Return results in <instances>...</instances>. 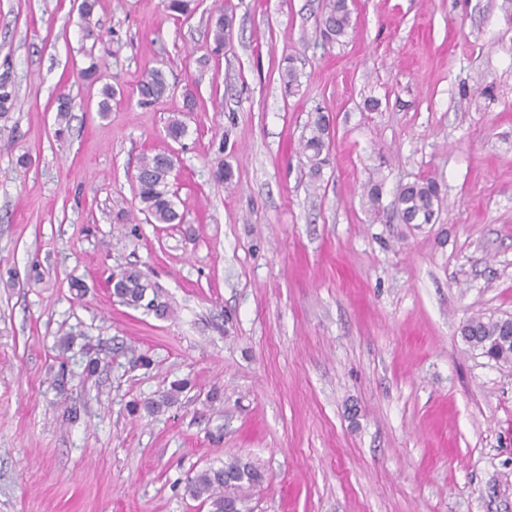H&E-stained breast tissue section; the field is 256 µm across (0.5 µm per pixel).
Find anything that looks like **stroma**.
Returning a JSON list of instances; mask_svg holds the SVG:
<instances>
[{
    "mask_svg": "<svg viewBox=\"0 0 512 512\" xmlns=\"http://www.w3.org/2000/svg\"><path fill=\"white\" fill-rule=\"evenodd\" d=\"M196 2L0 0V512H208L187 479L234 458L263 474L248 512H512V362L459 333L512 317V0H348L333 44L326 0ZM151 68L171 92L142 106ZM163 152L173 224L134 196ZM427 176L434 222L402 223ZM131 267L169 315L113 296ZM352 26V17L347 0H328L319 26L320 37L334 43L344 37ZM310 133L305 137L301 150L306 158L309 178L314 186L320 179L327 165V149L331 136L330 119L318 112L310 122ZM325 152V153H324ZM441 187L428 177L401 184L396 190L397 210L405 224H430L441 203Z\"/></svg>",
    "mask_w": 512,
    "mask_h": 512,
    "instance_id": "1",
    "label": "stroma"
}]
</instances>
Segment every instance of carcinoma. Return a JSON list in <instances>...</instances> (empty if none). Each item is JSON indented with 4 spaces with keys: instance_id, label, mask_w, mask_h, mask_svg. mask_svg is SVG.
<instances>
[{
    "instance_id": "obj_1",
    "label": "carcinoma",
    "mask_w": 512,
    "mask_h": 512,
    "mask_svg": "<svg viewBox=\"0 0 512 512\" xmlns=\"http://www.w3.org/2000/svg\"><path fill=\"white\" fill-rule=\"evenodd\" d=\"M165 9L173 16H188L194 9V0H165ZM233 17L224 14L214 23L213 39L216 48L224 47L232 35ZM352 26L347 0H328L319 26L320 37L334 43L344 37ZM139 104H155L170 93L165 72L154 68L146 72L137 85ZM12 105V82L9 72L0 74V112ZM310 133L301 150L306 158L311 183H317L327 165L331 129L330 119L318 112L310 122ZM167 156L161 153L141 158L135 177V198L140 211L157 224H173L179 219L169 190ZM367 197L374 214H379L382 182L370 179L366 185ZM397 210L404 224H430L441 203V187L432 177L401 184L396 190ZM113 295L125 304L154 309L167 305L160 301L157 290L135 268L124 270L115 278ZM512 324L508 318L477 315L466 320L461 334L470 347L490 360L512 361V340H504V329ZM262 474L254 465L231 459L219 468H204L189 477L186 492L193 499L207 504L209 512H227L231 507L244 512L250 491L260 484Z\"/></svg>"
}]
</instances>
